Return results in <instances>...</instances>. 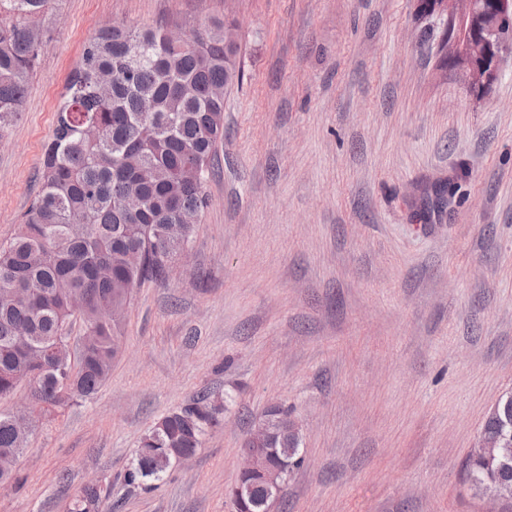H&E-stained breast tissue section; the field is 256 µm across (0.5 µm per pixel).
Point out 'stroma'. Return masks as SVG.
I'll return each instance as SVG.
<instances>
[{
    "mask_svg": "<svg viewBox=\"0 0 512 512\" xmlns=\"http://www.w3.org/2000/svg\"><path fill=\"white\" fill-rule=\"evenodd\" d=\"M228 8L244 78L190 261L134 289L109 378L36 424L0 512H65L92 475L115 512H230L242 440L275 404L305 462L273 512H490L464 464L512 390V53L477 100L414 0H59L0 135V244L102 23L190 30ZM202 391L232 395L223 424L153 488L127 484L140 438Z\"/></svg>",
    "mask_w": 512,
    "mask_h": 512,
    "instance_id": "1",
    "label": "stroma"
}]
</instances>
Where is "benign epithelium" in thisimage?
Masks as SVG:
<instances>
[{"label":"benign epithelium","instance_id":"1","mask_svg":"<svg viewBox=\"0 0 512 512\" xmlns=\"http://www.w3.org/2000/svg\"><path fill=\"white\" fill-rule=\"evenodd\" d=\"M428 18L440 25L439 44L444 46L445 59L462 82L466 92L484 97L496 82L501 60L506 51H512V0H436ZM27 387L28 403L22 408L27 423L42 418L39 391L27 379L19 381ZM288 434L291 439L301 437L299 422L286 414L263 413L253 422L242 441L243 464L240 481L231 489L233 509L247 507L253 496L252 485L243 478L263 476L266 509H271L291 472L288 460L272 458L269 444L275 435ZM509 442L508 432L478 433L472 454H481L492 448H504Z\"/></svg>","mask_w":512,"mask_h":512}]
</instances>
